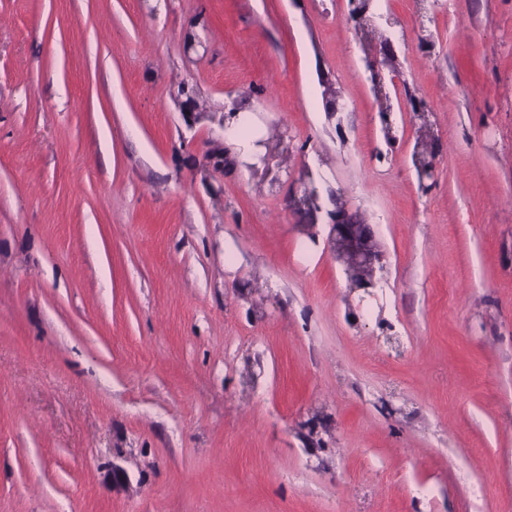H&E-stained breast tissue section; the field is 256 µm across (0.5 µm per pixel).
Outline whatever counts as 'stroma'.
<instances>
[{"instance_id": "35a3bbf8", "label": "stroma", "mask_w": 512, "mask_h": 512, "mask_svg": "<svg viewBox=\"0 0 512 512\" xmlns=\"http://www.w3.org/2000/svg\"><path fill=\"white\" fill-rule=\"evenodd\" d=\"M0 512H512V0H0ZM249 112H237L225 118L226 130L224 139L228 147L242 160H250L252 154L257 150L253 141L257 139L258 133L255 130L253 119ZM330 215L328 247L337 259L346 265L354 263L361 270L362 279L352 284L354 288H372L376 270L384 269V254L370 224H359L342 208Z\"/></svg>"}]
</instances>
